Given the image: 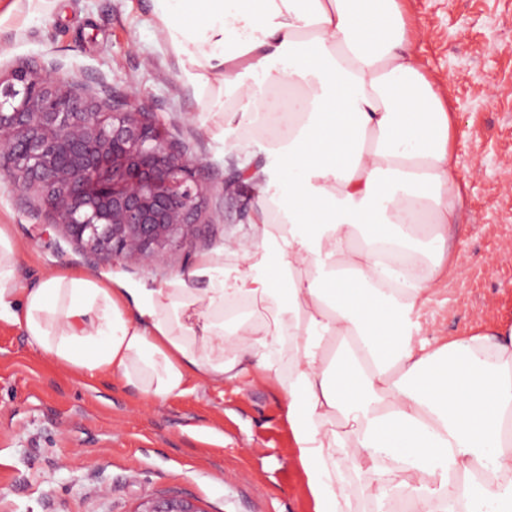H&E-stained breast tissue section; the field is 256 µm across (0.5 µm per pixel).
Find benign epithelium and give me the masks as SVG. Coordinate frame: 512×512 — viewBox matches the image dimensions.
Returning <instances> with one entry per match:
<instances>
[{"mask_svg":"<svg viewBox=\"0 0 512 512\" xmlns=\"http://www.w3.org/2000/svg\"><path fill=\"white\" fill-rule=\"evenodd\" d=\"M150 112L64 84L56 67L0 80V171L85 249L133 264L194 238L214 187ZM135 512H205L185 497L142 500Z\"/></svg>","mask_w":512,"mask_h":512,"instance_id":"1","label":"benign epithelium"}]
</instances>
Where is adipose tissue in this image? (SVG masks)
Here are the masks:
<instances>
[{"instance_id":"obj_1","label":"adipose tissue","mask_w":512,"mask_h":512,"mask_svg":"<svg viewBox=\"0 0 512 512\" xmlns=\"http://www.w3.org/2000/svg\"><path fill=\"white\" fill-rule=\"evenodd\" d=\"M182 77L224 136L285 87L276 174L251 169L253 232L150 288L48 274L20 287L0 226V322L85 376L156 401L263 371L315 512L402 488L415 512H512V326L438 345L417 315L453 260L456 115L421 70L398 0H152ZM351 460L345 470L343 460Z\"/></svg>"}]
</instances>
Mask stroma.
Segmentation results:
<instances>
[{"instance_id":"35a3bbf8","label":"stroma","mask_w":512,"mask_h":512,"mask_svg":"<svg viewBox=\"0 0 512 512\" xmlns=\"http://www.w3.org/2000/svg\"><path fill=\"white\" fill-rule=\"evenodd\" d=\"M421 68L457 115L452 136L462 222L455 264L418 316L420 334L451 340L512 323V0H400ZM24 61L102 94L135 96L214 187L201 236L148 265L94 256L46 226L0 174V225L19 248L17 278L53 271L149 287L247 235L252 186L224 183L273 165L264 140L242 148L205 127L203 99L183 80L151 0H0V74ZM179 494L206 512H313L307 478L282 416L277 384L192 381L155 402L118 376L86 377L45 358L0 322V512H133L147 496Z\"/></svg>"}]
</instances>
